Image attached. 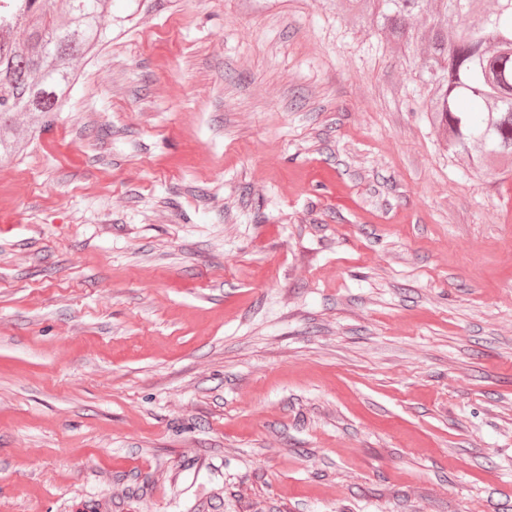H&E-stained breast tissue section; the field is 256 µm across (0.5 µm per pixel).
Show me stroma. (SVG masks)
Returning a JSON list of instances; mask_svg holds the SVG:
<instances>
[{
  "label": "stroma",
  "instance_id": "obj_1",
  "mask_svg": "<svg viewBox=\"0 0 512 512\" xmlns=\"http://www.w3.org/2000/svg\"><path fill=\"white\" fill-rule=\"evenodd\" d=\"M422 96L322 0H112L0 161V512H512V175Z\"/></svg>",
  "mask_w": 512,
  "mask_h": 512
}]
</instances>
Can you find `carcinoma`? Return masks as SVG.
<instances>
[{"label":"carcinoma","mask_w":512,"mask_h":512,"mask_svg":"<svg viewBox=\"0 0 512 512\" xmlns=\"http://www.w3.org/2000/svg\"><path fill=\"white\" fill-rule=\"evenodd\" d=\"M0 5V160L20 156L55 120L103 45L111 0H8ZM363 27L423 46L424 111L468 168L512 169V0H350Z\"/></svg>","instance_id":"obj_1"}]
</instances>
